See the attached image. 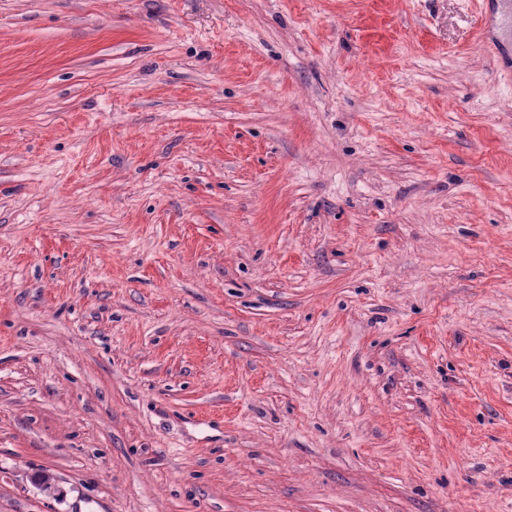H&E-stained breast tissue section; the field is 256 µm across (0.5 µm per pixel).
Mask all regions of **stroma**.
I'll return each instance as SVG.
<instances>
[{"mask_svg": "<svg viewBox=\"0 0 512 512\" xmlns=\"http://www.w3.org/2000/svg\"><path fill=\"white\" fill-rule=\"evenodd\" d=\"M0 512H512V4L0 0Z\"/></svg>", "mask_w": 512, "mask_h": 512, "instance_id": "35a3bbf8", "label": "stroma"}]
</instances>
